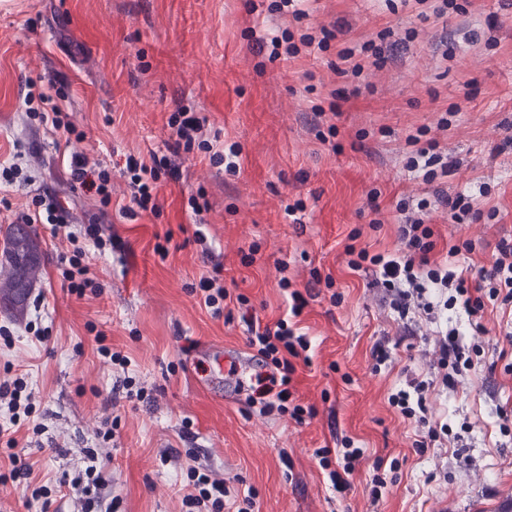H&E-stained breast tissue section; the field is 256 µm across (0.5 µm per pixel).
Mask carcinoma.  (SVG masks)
Segmentation results:
<instances>
[{"label":"carcinoma","mask_w":512,"mask_h":512,"mask_svg":"<svg viewBox=\"0 0 512 512\" xmlns=\"http://www.w3.org/2000/svg\"><path fill=\"white\" fill-rule=\"evenodd\" d=\"M4 249L7 276L0 283V299L24 304V290L31 287L41 267L40 243L28 224H11L7 228Z\"/></svg>","instance_id":"cac0c4a2"}]
</instances>
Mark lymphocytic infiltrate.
<instances>
[{
	"instance_id": "1",
	"label": "lymphocytic infiltrate",
	"mask_w": 512,
	"mask_h": 512,
	"mask_svg": "<svg viewBox=\"0 0 512 512\" xmlns=\"http://www.w3.org/2000/svg\"><path fill=\"white\" fill-rule=\"evenodd\" d=\"M345 22L338 21L329 27H320L318 33L301 34L298 41L280 45L278 39H271L270 56L294 58L301 53H314L327 48L330 41L338 39L345 33ZM400 45L392 30L379 33L377 40L364 43L361 49L346 48L338 52L342 62V75L360 76L365 67H385ZM206 123L205 118L188 109H178L168 118L169 127L175 132L179 144L185 152H192L195 147H202L208 153L213 165L223 167L228 174H236L238 163L237 151H224L210 143H197L195 135ZM406 144L409 148L406 168L419 174L424 183H433L436 178L447 175L448 158L440 150L436 139H421L420 135H408ZM125 169L131 180L132 204L122 207V214H130L132 208L142 211H155L158 207V183L161 176L170 174L171 168L167 158H153L145 162L135 156H127ZM70 179L85 194L97 199L101 206L112 203L110 190L111 174L100 164H89L82 157H73L69 169ZM427 199H420L416 206L401 204L404 219L399 227V236L407 252L402 256H386L370 253L367 248L348 245L346 253L348 266L357 271L366 266L378 270L377 285H380L391 306L400 317H407L410 310L418 308L433 310L434 304L428 296L433 289L455 286L462 298V305L467 315L478 314L482 308V291L490 295L506 294L512 298V242L500 240L496 246L490 269L480 270L474 284H467L465 278L455 277L444 266L431 263L429 255L436 247L433 227L426 223L424 216L429 206ZM67 239L73 244V254L67 265L61 266V276L68 284L71 293L77 296L99 294V284L94 272L81 262L83 243H91L96 248H104L106 241L99 225L90 224L81 233H68ZM201 306L208 309L213 316L223 315L226 309L238 307L243 311V321L253 319L252 312L246 311L247 299L243 295L231 294L218 283L217 277H201L197 286L192 287ZM308 300L301 291L289 294L287 317L265 325L262 331L250 337V347L256 348L258 358L254 372L250 377L249 393L246 401L258 407L260 413L290 412L295 420H302V406H289L292 396L291 382L296 372V361L306 360L309 342L304 335L295 334L289 326V318L299 317ZM110 461L109 456L101 454L98 449L88 448L83 452V469L79 470L66 485L73 504V512H118L120 500L106 490L103 471ZM190 493L184 496L183 504L187 512H224L227 497L231 491L224 480L196 469L187 472Z\"/></svg>"
}]
</instances>
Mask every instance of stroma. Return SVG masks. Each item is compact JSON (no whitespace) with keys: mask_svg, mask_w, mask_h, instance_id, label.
<instances>
[{"mask_svg":"<svg viewBox=\"0 0 512 512\" xmlns=\"http://www.w3.org/2000/svg\"><path fill=\"white\" fill-rule=\"evenodd\" d=\"M272 0H0V236L13 211L54 196L71 231L102 225L105 251L88 249L101 295L71 294L59 275L71 256L64 235L37 225L43 262L33 285L41 306L0 308V381L24 375L46 434L28 460L42 483L81 467L84 449L107 447L103 477L119 512H184L188 466L211 468L231 491L255 489L253 512H512V302L486 300L480 328L462 306L447 319L407 323L374 286L373 271H352L345 248L353 229L370 253L401 254L396 205L417 203L440 187L469 196L480 220L448 221L432 203L434 262L472 242L475 272L490 267L499 240H512V0H459L462 12L437 14L440 0H305L302 26L347 20L351 31L328 51L269 60L253 48L279 34ZM407 41L383 70L350 80L329 66L339 50L383 28ZM51 95L79 140L29 123V83ZM357 84L342 105L336 135L321 143L309 130L332 89ZM185 107L207 117L206 138L240 151L226 174L204 152L178 148L167 119ZM448 128H438L442 116ZM428 128L454 165L427 186L405 167L406 135ZM167 157L172 178L158 214L124 218L127 155ZM86 154L112 172V204L75 189L63 156ZM381 190L380 229H370L369 199ZM208 209L194 215L192 195ZM304 212L288 216L296 200ZM203 230L206 243L195 239ZM221 265L225 289L244 295L256 322L288 309L289 289L314 288L298 327L310 363L292 382L307 415H262L246 402L255 360L239 316L215 318L190 289ZM335 284L314 283L313 272ZM337 303H330L331 294ZM35 323L40 336L27 329ZM459 331L473 368L443 387L438 333ZM388 354L376 362L372 348ZM106 345L130 359L112 364ZM135 377L144 401H112V386ZM424 380L428 422L406 418L391 397ZM115 418L110 441L97 432ZM351 445L361 457L346 490H333L317 449ZM386 485L372 494L374 472Z\"/></svg>","mask_w":512,"mask_h":512,"instance_id":"stroma-1","label":"stroma"}]
</instances>
